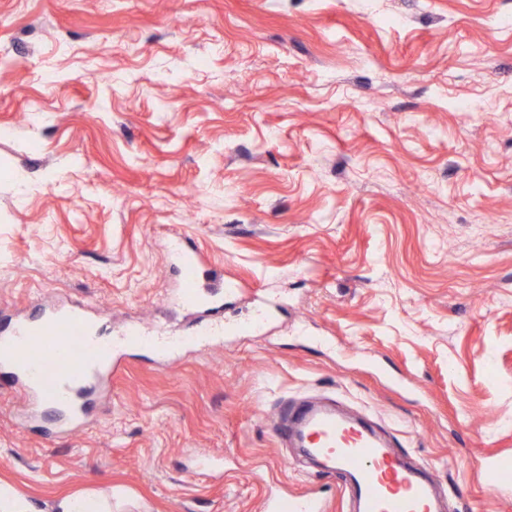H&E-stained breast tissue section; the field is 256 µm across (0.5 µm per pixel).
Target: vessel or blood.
I'll list each match as a JSON object with an SVG mask.
<instances>
[{"instance_id": "b4317fda", "label": "vessel or blood", "mask_w": 512, "mask_h": 512, "mask_svg": "<svg viewBox=\"0 0 512 512\" xmlns=\"http://www.w3.org/2000/svg\"><path fill=\"white\" fill-rule=\"evenodd\" d=\"M169 251L178 262L182 307L208 316L223 312V302L199 281L198 251L180 239L170 242ZM196 342L193 336L153 335L134 325L116 336L102 335L83 306L71 300L17 321L11 335L0 336V364L15 367L13 385L67 411L75 429L84 424L92 396L109 393L127 348L150 347L167 359ZM277 430L300 438L330 473L345 479L358 512H440L427 470L406 466L398 448L369 426L345 420L326 406L295 401L279 417ZM263 512H329V501L315 491L288 498L271 494Z\"/></svg>"}]
</instances>
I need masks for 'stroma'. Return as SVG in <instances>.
<instances>
[{
    "mask_svg": "<svg viewBox=\"0 0 512 512\" xmlns=\"http://www.w3.org/2000/svg\"><path fill=\"white\" fill-rule=\"evenodd\" d=\"M179 236L226 330L130 350L83 428L0 387V485L49 507L262 512L339 480L273 431L323 395L512 512V0H0V329L69 295L192 334ZM278 306L240 333L255 294ZM202 454L221 469L190 475ZM51 510L52 512H112L102 498L91 494L60 497L52 504Z\"/></svg>",
    "mask_w": 512,
    "mask_h": 512,
    "instance_id": "obj_1",
    "label": "stroma"
}]
</instances>
